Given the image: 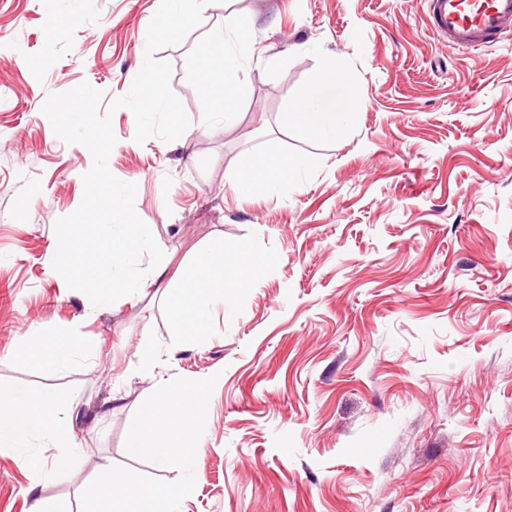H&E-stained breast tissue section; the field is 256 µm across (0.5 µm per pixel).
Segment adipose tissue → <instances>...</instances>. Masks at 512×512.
Returning <instances> with one entry per match:
<instances>
[{
	"instance_id": "obj_1",
	"label": "adipose tissue",
	"mask_w": 512,
	"mask_h": 512,
	"mask_svg": "<svg viewBox=\"0 0 512 512\" xmlns=\"http://www.w3.org/2000/svg\"><path fill=\"white\" fill-rule=\"evenodd\" d=\"M216 46L224 87L231 96H238L245 81L242 60L248 41L241 36L231 42L220 34ZM349 88L347 74L339 70L335 61L322 60L316 77L301 92L297 106L286 114V129L304 137H340L353 118L348 108ZM301 166V161L274 157L269 164L243 171L234 189L239 193L255 189L282 192L289 185L288 172L300 170ZM255 264V258L242 251L233 262L217 266L199 257L173 274L169 273L167 262L155 267V278L167 280L164 294L174 347L195 344L207 330L216 307H223L225 315H233ZM77 408L74 399H62L52 391L33 395L19 389L0 390V448L26 458L33 440L42 439L48 447L60 450L61 460L72 459L80 448L73 428Z\"/></svg>"
}]
</instances>
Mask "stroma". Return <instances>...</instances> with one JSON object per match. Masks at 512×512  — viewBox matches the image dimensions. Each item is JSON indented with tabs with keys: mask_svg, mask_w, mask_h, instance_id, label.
Here are the masks:
<instances>
[{
	"mask_svg": "<svg viewBox=\"0 0 512 512\" xmlns=\"http://www.w3.org/2000/svg\"><path fill=\"white\" fill-rule=\"evenodd\" d=\"M160 0H0V388L79 400L81 450L54 472L0 451V512L35 500L78 512L109 463L165 481L130 453L141 403L162 383L217 376L181 512H512V36L458 50L426 0H214L201 25L154 57L191 120L176 141L134 140L112 119L108 165L174 261L211 246L262 263L233 319L198 346L170 344L165 301L91 311L52 266L58 218L80 205L92 164L42 105L89 83L100 111L142 68ZM232 17L253 42L239 98L196 62ZM353 84L333 141L283 133L319 54ZM232 112L204 125L205 112ZM304 160L284 194L234 192L238 168ZM76 336L62 371L32 355ZM158 359L152 370L142 349Z\"/></svg>",
	"mask_w": 512,
	"mask_h": 512,
	"instance_id": "1",
	"label": "stroma"
}]
</instances>
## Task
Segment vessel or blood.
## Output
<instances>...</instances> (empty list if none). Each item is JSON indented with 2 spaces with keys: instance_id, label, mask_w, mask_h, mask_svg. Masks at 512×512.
<instances>
[{
  "instance_id": "vessel-or-blood-1",
  "label": "vessel or blood",
  "mask_w": 512,
  "mask_h": 512,
  "mask_svg": "<svg viewBox=\"0 0 512 512\" xmlns=\"http://www.w3.org/2000/svg\"><path fill=\"white\" fill-rule=\"evenodd\" d=\"M432 28L449 45L472 48L512 31V0H429Z\"/></svg>"
}]
</instances>
